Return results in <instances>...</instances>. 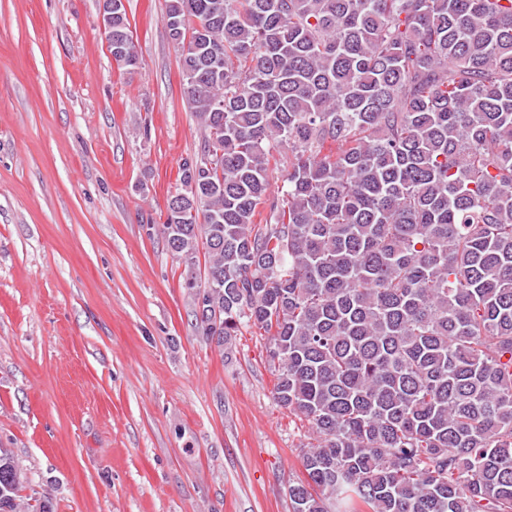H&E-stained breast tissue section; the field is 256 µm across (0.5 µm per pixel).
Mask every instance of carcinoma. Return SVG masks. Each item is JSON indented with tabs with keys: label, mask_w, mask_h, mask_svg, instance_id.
<instances>
[{
	"label": "carcinoma",
	"mask_w": 512,
	"mask_h": 512,
	"mask_svg": "<svg viewBox=\"0 0 512 512\" xmlns=\"http://www.w3.org/2000/svg\"><path fill=\"white\" fill-rule=\"evenodd\" d=\"M165 25L203 146L162 233L203 254L204 335L262 330L308 425L292 512H512V0H169ZM110 40L137 65L124 0ZM25 479L0 450V512Z\"/></svg>",
	"instance_id": "obj_1"
}]
</instances>
